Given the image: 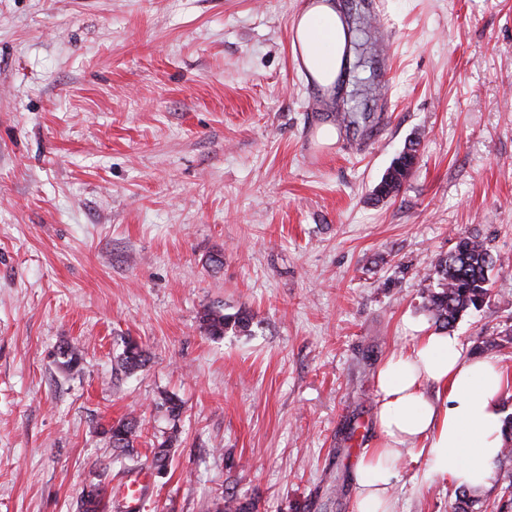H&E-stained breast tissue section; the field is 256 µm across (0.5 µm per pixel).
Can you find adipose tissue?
I'll use <instances>...</instances> for the list:
<instances>
[{
	"label": "adipose tissue",
	"mask_w": 512,
	"mask_h": 512,
	"mask_svg": "<svg viewBox=\"0 0 512 512\" xmlns=\"http://www.w3.org/2000/svg\"><path fill=\"white\" fill-rule=\"evenodd\" d=\"M346 18L339 0H312L295 21L305 65L329 90L353 60ZM409 327L410 345L375 373L376 438L355 465L356 512H396L392 480L410 450L450 485L482 494L503 446L502 397L512 380L497 361L467 355L457 333Z\"/></svg>",
	"instance_id": "ef3b65f1"
}]
</instances>
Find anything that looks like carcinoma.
<instances>
[{"mask_svg": "<svg viewBox=\"0 0 512 512\" xmlns=\"http://www.w3.org/2000/svg\"><path fill=\"white\" fill-rule=\"evenodd\" d=\"M415 158L416 148L411 145L392 160L396 164L390 179L392 193H398L410 176ZM498 263L503 265L505 261L494 257L478 236H457L454 247L434 263L428 276L430 285L425 289V308L439 328L449 330L463 316L482 309L489 293V272ZM203 321L209 335L222 337L229 330L236 333L249 332L252 317L246 310L226 314L217 307L207 310ZM59 354L63 358V364L69 369L77 367L82 358V350L77 344H62ZM146 362L147 353L142 346L134 340L126 341L121 355L123 367L134 372L145 366ZM503 423L504 445L498 459L500 477L497 485L500 486V498L506 497L512 502V470L506 467L507 463L512 462V415L506 416ZM104 434L108 436L111 447L119 456H128L140 437L138 421L132 416L119 419ZM171 452L172 437L169 436L153 448L151 467L159 471L167 469ZM100 491V485L91 484L89 491L81 492L79 512H103ZM213 512H255V504L243 502L233 494H226L213 503Z\"/></svg>", "mask_w": 512, "mask_h": 512, "instance_id": "1", "label": "carcinoma"}]
</instances>
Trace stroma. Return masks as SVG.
Returning a JSON list of instances; mask_svg holds the SVG:
<instances>
[{"instance_id": "35a3bbf8", "label": "stroma", "mask_w": 512, "mask_h": 512, "mask_svg": "<svg viewBox=\"0 0 512 512\" xmlns=\"http://www.w3.org/2000/svg\"><path fill=\"white\" fill-rule=\"evenodd\" d=\"M306 2L0 0V512H76L93 482L126 512L117 487L171 434L141 512L227 493L355 512L374 375L405 319L431 324L432 265L461 232L512 261V0H346L392 30L391 74L367 54L372 95L315 116L290 63ZM412 139L411 177L375 200ZM210 307L250 332L211 338ZM510 326L512 264L454 330L476 356ZM129 339L149 357L132 373ZM130 413L134 461L104 434ZM456 494L421 458L392 487L399 512Z\"/></svg>"}]
</instances>
